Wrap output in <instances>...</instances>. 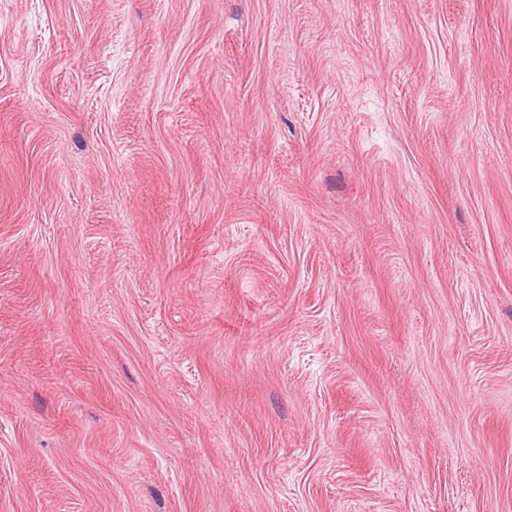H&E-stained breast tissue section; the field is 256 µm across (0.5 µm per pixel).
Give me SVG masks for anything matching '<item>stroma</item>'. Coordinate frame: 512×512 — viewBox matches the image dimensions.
<instances>
[{
    "label": "stroma",
    "instance_id": "obj_1",
    "mask_svg": "<svg viewBox=\"0 0 512 512\" xmlns=\"http://www.w3.org/2000/svg\"><path fill=\"white\" fill-rule=\"evenodd\" d=\"M0 512H512V0H0Z\"/></svg>",
    "mask_w": 512,
    "mask_h": 512
}]
</instances>
